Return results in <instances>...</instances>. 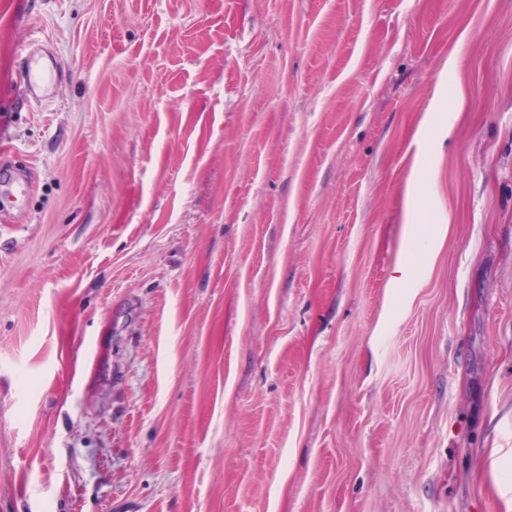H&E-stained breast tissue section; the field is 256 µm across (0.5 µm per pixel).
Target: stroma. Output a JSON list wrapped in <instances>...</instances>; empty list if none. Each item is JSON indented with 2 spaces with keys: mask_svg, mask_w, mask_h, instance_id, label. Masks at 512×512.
Segmentation results:
<instances>
[{
  "mask_svg": "<svg viewBox=\"0 0 512 512\" xmlns=\"http://www.w3.org/2000/svg\"><path fill=\"white\" fill-rule=\"evenodd\" d=\"M2 166L0 512H512V0H0Z\"/></svg>",
  "mask_w": 512,
  "mask_h": 512,
  "instance_id": "stroma-1",
  "label": "stroma"
}]
</instances>
